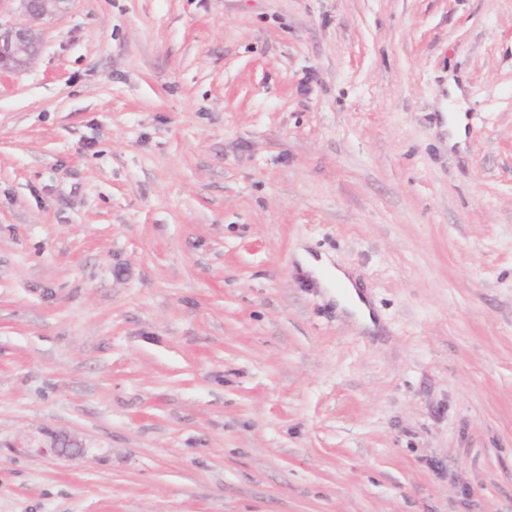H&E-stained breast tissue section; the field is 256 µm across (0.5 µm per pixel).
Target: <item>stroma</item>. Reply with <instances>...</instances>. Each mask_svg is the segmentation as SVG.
Masks as SVG:
<instances>
[{"label": "stroma", "mask_w": 512, "mask_h": 512, "mask_svg": "<svg viewBox=\"0 0 512 512\" xmlns=\"http://www.w3.org/2000/svg\"><path fill=\"white\" fill-rule=\"evenodd\" d=\"M40 33L0 72V512H512V0ZM467 136L465 112H448V147H464ZM302 261L306 268L316 275L325 276V285L328 288H333L332 282L335 281L336 302L340 307L353 313L363 326L371 328L374 326L370 309L355 290L353 282L343 269L334 268L322 255L320 259H315L309 254H304Z\"/></svg>", "instance_id": "stroma-1"}]
</instances>
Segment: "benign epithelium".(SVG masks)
<instances>
[{"label":"benign epithelium","mask_w":512,"mask_h":512,"mask_svg":"<svg viewBox=\"0 0 512 512\" xmlns=\"http://www.w3.org/2000/svg\"><path fill=\"white\" fill-rule=\"evenodd\" d=\"M28 23L3 26L0 24V70L23 68L38 54V25L66 9L70 0H16Z\"/></svg>","instance_id":"benign-epithelium-1"}]
</instances>
